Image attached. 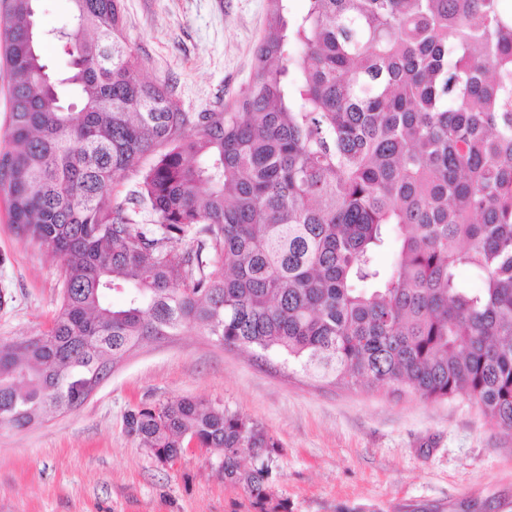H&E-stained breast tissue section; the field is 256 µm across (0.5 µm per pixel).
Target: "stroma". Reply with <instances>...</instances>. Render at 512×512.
I'll return each instance as SVG.
<instances>
[{
	"instance_id": "35a3bbf8",
	"label": "stroma",
	"mask_w": 512,
	"mask_h": 512,
	"mask_svg": "<svg viewBox=\"0 0 512 512\" xmlns=\"http://www.w3.org/2000/svg\"><path fill=\"white\" fill-rule=\"evenodd\" d=\"M267 11V0H124L125 32L142 75L202 112L251 81ZM62 288L60 260L17 233L0 195V339L48 332ZM180 397L278 442L277 512H512V435L468 399L337 385L200 328L134 349L78 409L0 425V512H261L209 451L163 463L128 433L129 409Z\"/></svg>"
}]
</instances>
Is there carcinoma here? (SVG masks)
I'll return each mask as SVG.
<instances>
[{"mask_svg": "<svg viewBox=\"0 0 512 512\" xmlns=\"http://www.w3.org/2000/svg\"><path fill=\"white\" fill-rule=\"evenodd\" d=\"M37 2L0 0V192L17 231L60 257L64 288L48 333L0 341L1 425L74 410L83 380L199 327L343 385L465 396L512 433L504 0H309L300 15L268 0L252 81L196 113L142 76L122 0H72V28L48 32ZM125 424L160 461L217 451L224 481L266 503L278 443L241 415L183 397ZM239 448L259 450L251 467Z\"/></svg>", "mask_w": 512, "mask_h": 512, "instance_id": "1", "label": "carcinoma"}]
</instances>
